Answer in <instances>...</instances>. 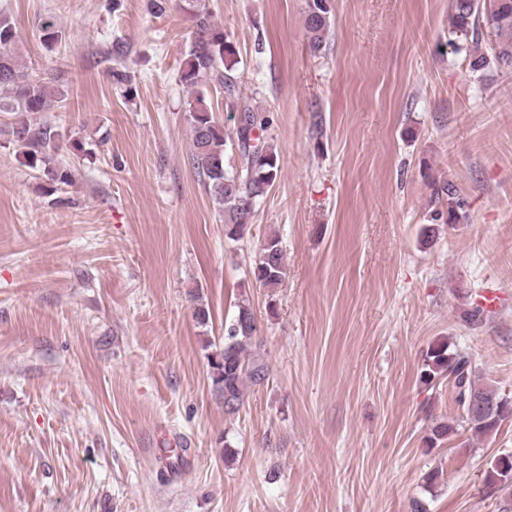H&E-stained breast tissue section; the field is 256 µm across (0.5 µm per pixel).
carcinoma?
Returning a JSON list of instances; mask_svg holds the SVG:
<instances>
[{
	"mask_svg": "<svg viewBox=\"0 0 512 512\" xmlns=\"http://www.w3.org/2000/svg\"><path fill=\"white\" fill-rule=\"evenodd\" d=\"M323 0H307L305 27L311 52L321 51L330 29L331 10L322 7ZM186 12L191 22V40L181 66L180 81L189 91L186 102V119L192 133L191 160L204 183L228 238L239 240L244 236L254 204L265 197L273 187L280 172V159L273 145L268 142L270 119L239 104L237 95V52L213 21L211 13L187 0ZM449 19L453 39L449 43L457 51L470 57V67L481 71L494 63L512 67V0H450ZM492 39V55L487 57L469 47L477 43L482 32ZM39 42L52 50L62 41V28L54 16L40 20ZM17 35L10 17L0 12V112H45L52 102L68 99V83L56 76L50 81L32 78L21 68L14 54ZM215 76L222 83L226 107L239 109L241 123L234 128V135L224 136V127L213 115V103L203 89L207 78ZM113 84L134 95L132 78L123 68L109 70ZM5 133L22 148L24 162L37 170L44 181L55 187L72 181L71 169L56 162L53 154L57 131L50 124L34 126L20 118L5 124ZM237 149L245 159V166L231 172L224 166L226 147ZM435 198L447 196L441 208L435 211L434 221L454 225L460 221L465 203L453 185L431 183ZM288 274L280 241L275 236L266 238L258 261L252 266L251 275L265 288L274 290ZM255 313L246 302L224 329V350L221 358L210 360L211 379L216 390L230 396L235 405H224V412L231 415L239 411L245 398L247 385L262 386L268 380L269 369L257 354L249 353L256 336ZM472 362L468 355L451 342L432 345L424 358L420 382L431 385L440 377L454 380L458 389V402L467 407L471 394L486 400H498L500 393L477 384L473 379ZM508 417L477 419L467 417V425L475 436H485L498 431ZM492 491L512 487V455H504L490 463L484 479Z\"/></svg>",
	"mask_w": 512,
	"mask_h": 512,
	"instance_id": "carcinoma-1",
	"label": "carcinoma"
}]
</instances>
